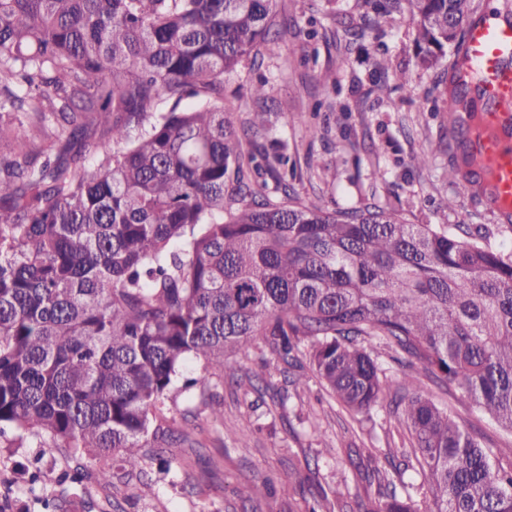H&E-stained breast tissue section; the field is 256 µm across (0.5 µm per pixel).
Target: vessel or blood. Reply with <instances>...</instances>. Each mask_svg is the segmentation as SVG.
<instances>
[{
	"instance_id": "obj_1",
	"label": "vessel or blood",
	"mask_w": 512,
	"mask_h": 512,
	"mask_svg": "<svg viewBox=\"0 0 512 512\" xmlns=\"http://www.w3.org/2000/svg\"><path fill=\"white\" fill-rule=\"evenodd\" d=\"M462 64L478 73L485 108L472 150L488 177L496 210L512 215V17L468 27Z\"/></svg>"
}]
</instances>
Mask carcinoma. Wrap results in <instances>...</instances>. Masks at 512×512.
Segmentation results:
<instances>
[{"label":"carcinoma","mask_w":512,"mask_h":512,"mask_svg":"<svg viewBox=\"0 0 512 512\" xmlns=\"http://www.w3.org/2000/svg\"><path fill=\"white\" fill-rule=\"evenodd\" d=\"M366 25L406 11L416 59L453 53L445 109L472 112L459 67L476 0H365ZM276 0H0V434L100 463L110 488L173 439L160 415L191 361L201 392L262 337L307 348L323 385L370 413L384 346L512 432V243L411 224L396 209L257 199L224 113V74L269 39ZM164 99L166 112L151 114ZM269 168L288 163L271 142ZM409 430L431 494L378 469L366 512H512L510 448H484L414 391ZM120 455L121 473L108 460ZM402 491H397V487ZM270 480L240 494L260 503Z\"/></svg>","instance_id":"carcinoma-1"}]
</instances>
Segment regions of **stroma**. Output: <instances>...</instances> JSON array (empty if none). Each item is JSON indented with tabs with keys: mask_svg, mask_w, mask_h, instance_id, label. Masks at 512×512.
<instances>
[{
	"mask_svg": "<svg viewBox=\"0 0 512 512\" xmlns=\"http://www.w3.org/2000/svg\"><path fill=\"white\" fill-rule=\"evenodd\" d=\"M364 12L361 0H277L279 37L225 75L228 118L247 142L288 144L286 180L263 167L253 175L255 188L278 199L286 184L304 203L331 209L400 206L414 224L481 225L491 246L512 240V225L487 198L464 189L461 151L450 145L453 116L442 110L448 64L416 67L409 18H386L380 38L361 35ZM348 28L357 30L354 40H344ZM376 57L385 71L375 69ZM261 81L267 94L260 100L252 88ZM379 82L387 93L374 92ZM258 110L268 123L253 133L246 120ZM313 126L318 135H310ZM422 154L429 163L416 166ZM448 199L453 207H445ZM229 361L236 374L213 377L223 421L212 418L199 391L171 390L163 412L187 440L171 449L169 470L145 464L150 487L131 484L110 495L90 483L73 493L87 491L112 512H304L306 499L339 494L344 512H357L378 498L366 469H400L413 478L411 436L396 422L397 400L367 417L354 414L330 397L306 356L293 367L274 361L260 339ZM301 374L306 385L299 388L293 381ZM418 389L483 446H512L511 432L474 406L458 405L430 378L419 377ZM70 464L50 441L1 436L0 512H41L40 495L59 493L58 477ZM35 470L41 483L34 488ZM267 477L274 489L260 505L237 496V488Z\"/></svg>",
	"mask_w": 512,
	"mask_h": 512,
	"instance_id": "obj_1",
	"label": "stroma"
}]
</instances>
